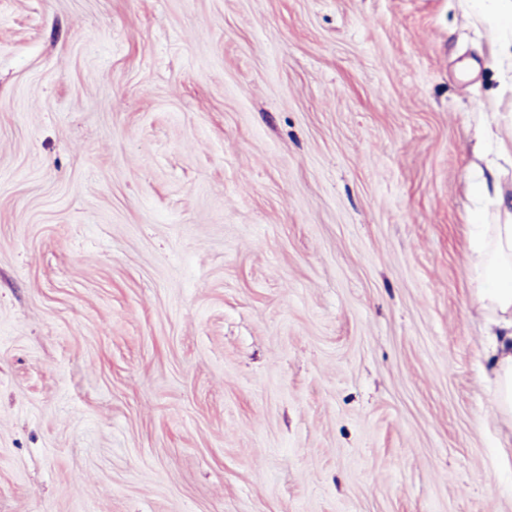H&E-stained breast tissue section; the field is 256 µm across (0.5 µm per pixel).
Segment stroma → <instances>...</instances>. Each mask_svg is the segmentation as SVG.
Listing matches in <instances>:
<instances>
[{
  "label": "stroma",
  "instance_id": "35a3bbf8",
  "mask_svg": "<svg viewBox=\"0 0 512 512\" xmlns=\"http://www.w3.org/2000/svg\"><path fill=\"white\" fill-rule=\"evenodd\" d=\"M492 117L472 0H0V512H512ZM469 251L472 266L481 273L474 288L475 301L496 315V331L489 336L496 340L498 353V410L512 418V213L504 224H486L473 233Z\"/></svg>",
  "mask_w": 512,
  "mask_h": 512
}]
</instances>
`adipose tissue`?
<instances>
[{
	"label": "adipose tissue",
	"instance_id": "obj_1",
	"mask_svg": "<svg viewBox=\"0 0 512 512\" xmlns=\"http://www.w3.org/2000/svg\"><path fill=\"white\" fill-rule=\"evenodd\" d=\"M469 251L472 266L481 274L474 298L496 315L498 410L512 418V214L505 223L488 224L473 233Z\"/></svg>",
	"mask_w": 512,
	"mask_h": 512
}]
</instances>
